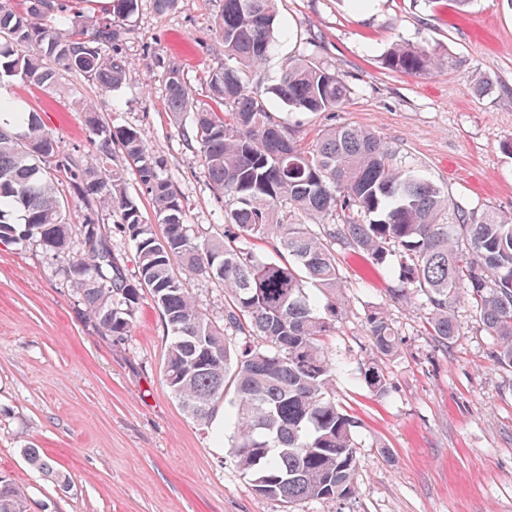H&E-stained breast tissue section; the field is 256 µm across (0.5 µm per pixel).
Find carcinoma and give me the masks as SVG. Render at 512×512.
<instances>
[{
  "instance_id": "obj_1",
  "label": "carcinoma",
  "mask_w": 512,
  "mask_h": 512,
  "mask_svg": "<svg viewBox=\"0 0 512 512\" xmlns=\"http://www.w3.org/2000/svg\"><path fill=\"white\" fill-rule=\"evenodd\" d=\"M0 0V81L19 77L49 90L56 70L82 73L110 90L126 79L129 63L116 51L138 0H111L106 15L71 16L61 0L38 11H18ZM276 0H223L215 35L232 64L214 70L208 91L214 106L193 110L180 67L169 70L166 108L176 120L192 113V133L207 177L224 198V231L190 233L172 183L158 173L144 134L111 130L93 108L89 130L102 153L116 145L150 197L157 223L145 222L119 171L82 168L59 159V142L39 113L0 101L14 122H0V230L27 234L68 265V277L90 317L106 336H127L148 297L164 319L168 347L164 381L183 409L201 425L224 408L227 445L255 492L289 503L340 502L356 491V441L361 421L336 403L339 364L326 347L345 308L334 246L393 261L402 287L393 298L422 294L430 335L445 345L459 334L457 309L468 306L493 340L491 356L512 367V216L480 218L450 211L448 196L425 176L399 166L371 132L351 126L324 130L308 147L278 124L251 90L248 74L273 45ZM111 47L114 52L102 53ZM386 68L421 75L454 60L425 46L396 44ZM340 75L307 59L288 61L272 94L290 107L334 112L347 97ZM65 174L76 197L119 212L120 228L134 243L137 275L128 277L112 256V230L89 218L66 222L59 189ZM327 218L354 212L342 224H289L279 205ZM95 242L70 255L74 237ZM271 244L263 259L242 246ZM202 276L224 290V324L203 313L187 279ZM312 285L324 302L308 292ZM371 350L397 355L399 341L384 312L367 314ZM377 396L389 392L378 364L360 368ZM29 465L64 483L55 461L26 448ZM0 512H28L23 488L0 480Z\"/></svg>"
}]
</instances>
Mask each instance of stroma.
<instances>
[{"label":"stroma","mask_w":512,"mask_h":512,"mask_svg":"<svg viewBox=\"0 0 512 512\" xmlns=\"http://www.w3.org/2000/svg\"><path fill=\"white\" fill-rule=\"evenodd\" d=\"M222 0H178L158 12L138 0L118 50L124 84L102 91L59 72L48 92L15 77L1 83L38 112L80 167L119 170L147 223L148 196L120 151L100 153L86 106L111 129L146 135L193 230L224 226V200L191 140V122L166 110L169 64H178L196 107L223 66L214 35ZM273 49L249 83L301 143L351 125L371 131L399 165L443 187L452 206L512 216V0H278ZM396 43L429 46L453 69L411 76L385 69ZM336 70L348 87L331 113L288 107L271 92L291 59ZM348 300L329 344L342 372L336 400L363 422L356 492L341 502L287 503L257 495L229 448L198 425L163 380L168 341L159 310L143 300L131 334L104 335L86 314L66 265L37 242L0 243V475L22 486L30 512H512V367L492 364V340L460 310L447 345L428 334L422 299L397 302L388 264L337 246ZM383 310L400 343L379 359L391 385L374 396L360 379L371 356L366 316ZM54 457L59 484L23 451Z\"/></svg>","instance_id":"obj_1"}]
</instances>
